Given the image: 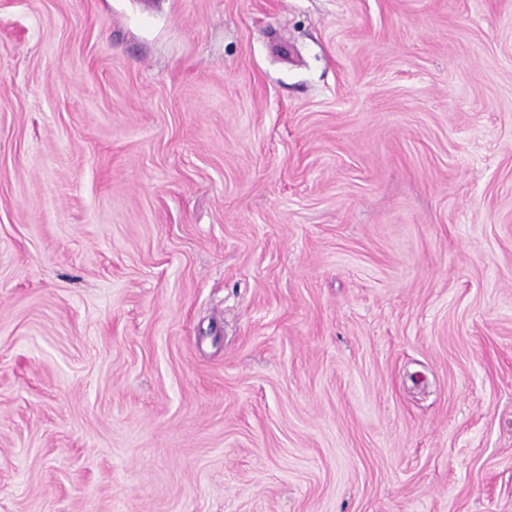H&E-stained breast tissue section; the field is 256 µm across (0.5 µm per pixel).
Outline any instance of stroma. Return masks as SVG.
Instances as JSON below:
<instances>
[{
  "mask_svg": "<svg viewBox=\"0 0 512 512\" xmlns=\"http://www.w3.org/2000/svg\"><path fill=\"white\" fill-rule=\"evenodd\" d=\"M0 512H512V0H0Z\"/></svg>",
  "mask_w": 512,
  "mask_h": 512,
  "instance_id": "1",
  "label": "stroma"
}]
</instances>
